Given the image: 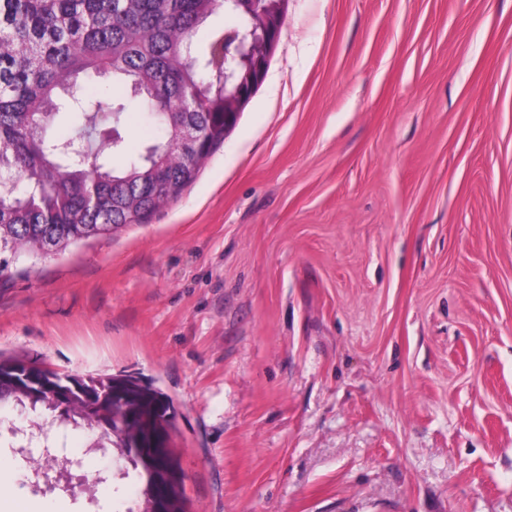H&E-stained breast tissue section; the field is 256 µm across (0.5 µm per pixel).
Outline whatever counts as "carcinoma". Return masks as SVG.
<instances>
[{
	"instance_id": "obj_1",
	"label": "carcinoma",
	"mask_w": 512,
	"mask_h": 512,
	"mask_svg": "<svg viewBox=\"0 0 512 512\" xmlns=\"http://www.w3.org/2000/svg\"><path fill=\"white\" fill-rule=\"evenodd\" d=\"M231 22L200 40L197 29L219 11ZM248 29L227 0H0V277L20 260L60 254L83 241L144 223L177 199L208 157L224 144V50ZM124 94L107 101L86 85ZM135 103L154 136L130 149L124 129ZM192 123L203 135L197 161L178 144ZM122 159L119 165L112 158ZM51 371L22 360H0V407L48 414L50 426L86 428L89 447L112 452V411L131 415L151 400L139 389L100 408L107 426L81 414L90 387L122 385L111 377L72 376L74 406L60 411L50 397L18 392L21 375ZM134 477L155 474L129 459ZM166 472L185 512L184 477L174 449Z\"/></svg>"
}]
</instances>
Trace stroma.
I'll return each instance as SVG.
<instances>
[{"label":"stroma","mask_w":512,"mask_h":512,"mask_svg":"<svg viewBox=\"0 0 512 512\" xmlns=\"http://www.w3.org/2000/svg\"><path fill=\"white\" fill-rule=\"evenodd\" d=\"M0 358L135 383L190 512H512V0H288L224 144L144 224L0 282ZM0 409V500L137 512ZM266 74L267 64L265 62H258L251 69V84L248 90H244L240 83H235L234 94L239 102V111L237 114H234V116L238 117L241 108L251 99L254 91L258 89L265 80Z\"/></svg>","instance_id":"stroma-1"}]
</instances>
